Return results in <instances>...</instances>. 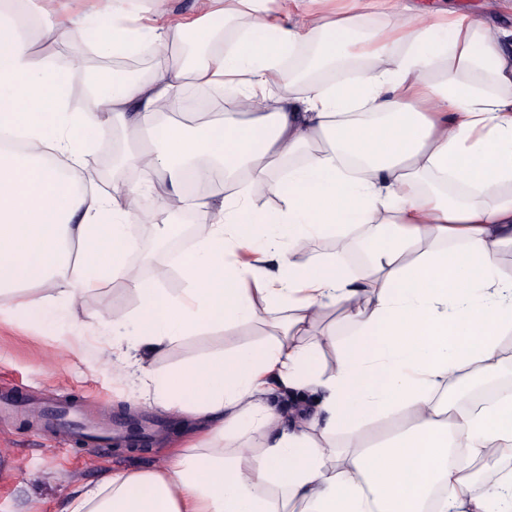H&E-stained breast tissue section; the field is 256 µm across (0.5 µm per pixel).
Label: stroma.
Listing matches in <instances>:
<instances>
[{"label":"stroma","mask_w":512,"mask_h":512,"mask_svg":"<svg viewBox=\"0 0 512 512\" xmlns=\"http://www.w3.org/2000/svg\"><path fill=\"white\" fill-rule=\"evenodd\" d=\"M104 137L108 144L93 159V181L101 191L112 181L113 157L129 144L118 127L108 128ZM269 331L261 322L231 335L216 328L183 340L157 360L155 369L161 373L199 354L258 340ZM96 334V328L71 317L28 330L0 323V390L19 405L44 409L71 399L87 413L112 418L126 429L142 427L153 417L159 430L139 451L126 449L120 440L106 450L96 441L62 448L55 436L17 417H1L0 512H64L77 487L96 485L116 470L162 466L164 449L178 447L189 430L185 416L157 410L129 382L113 376Z\"/></svg>","instance_id":"1"}]
</instances>
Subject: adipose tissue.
Segmentation results:
<instances>
[{"mask_svg": "<svg viewBox=\"0 0 512 512\" xmlns=\"http://www.w3.org/2000/svg\"><path fill=\"white\" fill-rule=\"evenodd\" d=\"M269 1L197 0L183 16L154 0L151 25L138 0H117L47 31L70 47L63 68L34 52L23 0H0V322L68 316L103 279L123 281L137 308L86 318L118 375L193 423L164 467L113 472L65 512H512V473L487 468L490 492L475 497L453 455L512 456V386L478 409L448 401L468 367L485 381L512 369V277L498 267L512 247V32L489 21L499 4L437 15L414 0ZM369 8L395 21L339 78ZM227 17L243 20L229 45ZM187 37L201 55L143 78L91 73L90 106L68 111L67 74L86 48L162 57ZM310 41L330 79L281 86L284 60ZM187 81L237 89L235 111L196 133L165 119ZM114 124L148 129L153 149L124 160L159 207L205 217L178 258L181 295L130 272L134 188L91 194L72 175ZM217 166L226 192L189 197L187 182ZM270 196L277 211L259 206ZM322 237L363 250L366 269L292 261L289 246ZM329 307L352 338L321 326ZM265 319L264 342L151 369L187 337ZM328 351L329 375L317 366ZM277 390L317 407L282 413Z\"/></svg>", "mask_w": 512, "mask_h": 512, "instance_id": "ef3b65f1", "label": "adipose tissue"}]
</instances>
